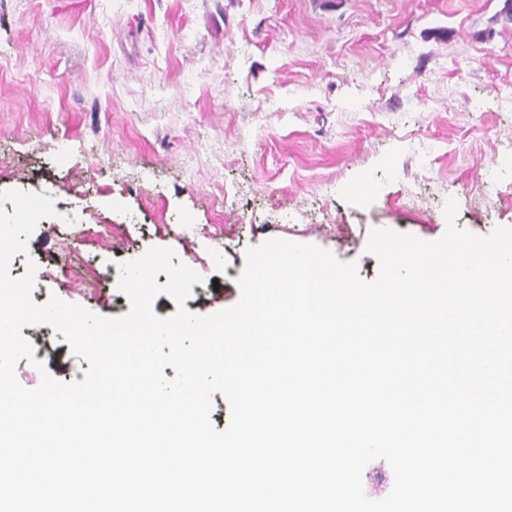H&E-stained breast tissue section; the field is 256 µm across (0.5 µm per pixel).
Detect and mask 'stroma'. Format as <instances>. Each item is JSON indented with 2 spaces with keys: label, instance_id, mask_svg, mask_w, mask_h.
Listing matches in <instances>:
<instances>
[{
  "label": "stroma",
  "instance_id": "stroma-1",
  "mask_svg": "<svg viewBox=\"0 0 512 512\" xmlns=\"http://www.w3.org/2000/svg\"><path fill=\"white\" fill-rule=\"evenodd\" d=\"M512 0H0V192L54 197L35 303L130 309L121 264L172 248L185 302L235 306L247 253L328 250L373 280L371 229L512 227ZM41 372L89 364L26 326Z\"/></svg>",
  "mask_w": 512,
  "mask_h": 512
}]
</instances>
